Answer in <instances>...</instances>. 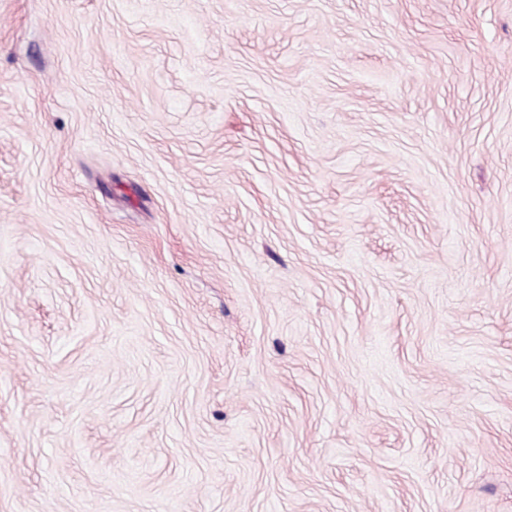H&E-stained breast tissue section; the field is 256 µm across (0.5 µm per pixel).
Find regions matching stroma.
Here are the masks:
<instances>
[{
	"label": "stroma",
	"instance_id": "35a3bbf8",
	"mask_svg": "<svg viewBox=\"0 0 512 512\" xmlns=\"http://www.w3.org/2000/svg\"><path fill=\"white\" fill-rule=\"evenodd\" d=\"M0 512H512V0H0Z\"/></svg>",
	"mask_w": 512,
	"mask_h": 512
}]
</instances>
